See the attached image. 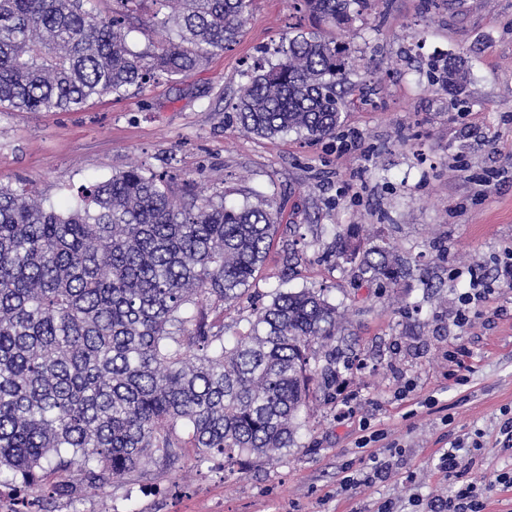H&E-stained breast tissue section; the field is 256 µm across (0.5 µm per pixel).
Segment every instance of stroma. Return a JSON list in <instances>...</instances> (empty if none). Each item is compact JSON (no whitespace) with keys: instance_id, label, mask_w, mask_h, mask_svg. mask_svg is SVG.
Returning a JSON list of instances; mask_svg holds the SVG:
<instances>
[{"instance_id":"1","label":"stroma","mask_w":512,"mask_h":512,"mask_svg":"<svg viewBox=\"0 0 512 512\" xmlns=\"http://www.w3.org/2000/svg\"><path fill=\"white\" fill-rule=\"evenodd\" d=\"M311 27L292 0H253L232 50L189 74L83 112H0V183H25L49 203L134 164L193 181L202 198L272 201L280 226L248 292L224 311L225 338L276 290L320 289L349 319L339 361L364 364L338 369L335 399L303 413L295 446L274 459L202 461L187 448L84 488L75 503L42 498L33 512H376L386 501L420 512L419 500L450 492L442 449L477 435L482 449L460 456L488 476L512 468L499 432L512 408V284L497 264L512 245V0H368L348 26L322 30L353 58L335 136L239 132L232 105L243 69L274 60L282 39ZM450 61L466 74L454 93L437 80ZM481 180L489 187L479 200ZM353 224L408 258L399 287L357 284L350 264L327 257L330 229ZM473 270L495 292L461 328ZM349 395L355 414L342 421ZM364 418L403 453L385 480L343 491L342 466H362Z\"/></svg>"}]
</instances>
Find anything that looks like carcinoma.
Masks as SVG:
<instances>
[{
  "label": "carcinoma",
  "instance_id": "cac0c4a2",
  "mask_svg": "<svg viewBox=\"0 0 512 512\" xmlns=\"http://www.w3.org/2000/svg\"><path fill=\"white\" fill-rule=\"evenodd\" d=\"M165 40L135 51L127 15L92 0H0V112H81L124 98L157 73L187 74L232 49L252 0H149ZM364 0H294L341 27ZM245 73L234 109L263 138L335 134L351 56L317 32L282 41ZM0 183V485L73 500L167 459L272 457L294 445L310 383L336 387L342 315L323 291L277 292L224 342L209 311L242 298L279 210L258 199L176 198L140 166L82 188L63 206ZM331 256L368 283L399 286L407 261L332 230Z\"/></svg>",
  "mask_w": 512,
  "mask_h": 512
}]
</instances>
